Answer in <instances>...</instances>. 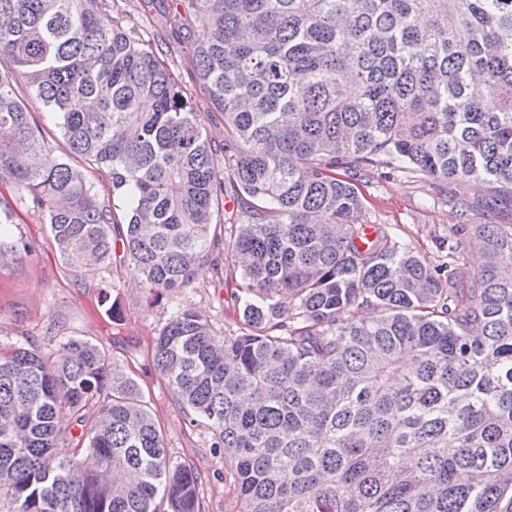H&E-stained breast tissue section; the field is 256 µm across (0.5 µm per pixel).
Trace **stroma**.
I'll list each match as a JSON object with an SVG mask.
<instances>
[{"instance_id": "35a3bbf8", "label": "stroma", "mask_w": 512, "mask_h": 512, "mask_svg": "<svg viewBox=\"0 0 512 512\" xmlns=\"http://www.w3.org/2000/svg\"><path fill=\"white\" fill-rule=\"evenodd\" d=\"M141 4L142 0H125L124 7L145 38L157 41L159 50L166 52L180 85L193 92L197 111L207 115L209 139L222 143L224 119L209 115V102L198 90L193 64L176 50L168 22L171 0H154L147 11ZM347 175L365 197L358 223L381 225L392 238L435 264L447 261L448 235L453 230L475 224H512V207H487L486 188L472 182L425 180L375 166L352 168ZM5 209L14 213L8 237L22 239L29 254L20 260L0 257V349L33 344L55 357L72 337L103 348L143 390L171 458L194 468L204 512H240L232 469L213 448L210 430L190 424L152 361V338L175 306L205 315L218 335L238 331L239 313L231 301L238 282L225 275L221 249H213L201 261L188 287L150 308L144 287L120 259L87 275L71 272L60 260L44 219L20 201L12 185L0 184V210ZM104 288L118 299L121 321H112L98 306Z\"/></svg>"}]
</instances>
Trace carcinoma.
I'll use <instances>...</instances> for the list:
<instances>
[{"label":"carcinoma","instance_id":"carcinoma-1","mask_svg":"<svg viewBox=\"0 0 512 512\" xmlns=\"http://www.w3.org/2000/svg\"><path fill=\"white\" fill-rule=\"evenodd\" d=\"M119 2L0 0V183L75 274L122 250L151 306L242 206L224 237L239 332L178 306L153 339L241 512H512V231L474 227L465 288L458 243L434 265L382 227L366 239L364 197L336 174L472 179L512 204V0H172L171 27L209 28L184 54L224 117L219 146ZM99 303L121 320L109 290ZM64 349L0 355V512H202L136 380L94 343Z\"/></svg>","mask_w":512,"mask_h":512}]
</instances>
